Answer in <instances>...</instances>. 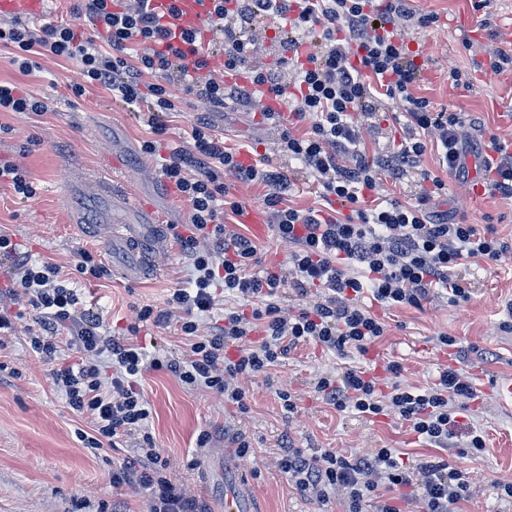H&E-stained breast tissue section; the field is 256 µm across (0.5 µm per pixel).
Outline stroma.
Returning <instances> with one entry per match:
<instances>
[{
    "label": "stroma",
    "instance_id": "stroma-1",
    "mask_svg": "<svg viewBox=\"0 0 512 512\" xmlns=\"http://www.w3.org/2000/svg\"><path fill=\"white\" fill-rule=\"evenodd\" d=\"M417 9L437 15L430 32L412 30L411 41L421 43L425 69L415 95L430 100L435 110L466 112L475 118L472 145L467 155L483 156L484 141L495 135L512 139V84L489 67L487 50L498 45L499 34L512 29V0H487L476 9L475 0H415ZM457 65L469 80L450 87L448 68ZM77 78L75 63L41 58L40 69L22 75L0 48V80L22 84L35 98L50 103V111L15 112L0 117L9 126L0 133V157L25 165L36 194L19 199L12 189L0 187V232L19 243L35 261L62 267L83 303L100 317L106 334L136 336L148 352L164 350L178 356L185 344L173 328L139 324L142 307L166 306L173 288L187 285L190 269L176 239H169L168 254L160 270L138 282L122 278L121 257L105 261V276L85 279L76 270L81 252L103 253L102 242L91 231H76L69 222V208L85 207V200L67 196L68 183L102 179L121 193L130 192L144 206L153 208L165 224H181L188 205L160 179L161 159L170 147L186 145L187 133L201 113L227 143L271 144L269 157L288 166L287 157L273 146L278 134L265 128L252 109L228 103L223 111L209 112L207 104L175 88L179 112L170 114L166 129L153 135L141 126L126 105L110 91L90 86L75 96L68 86ZM157 139V154L144 153L142 144ZM120 168H110L111 158ZM436 210L500 234L512 233V200L482 194L472 197L466 184L447 179ZM472 284L468 302L449 305L432 297L418 309L389 313L390 331L370 350L377 364L398 361L401 382L423 387L434 382L448 363L474 375L478 400L457 417L449 459L468 472L472 495L464 512H512V503L501 499L495 485L512 484V399L501 386L512 383V333L502 325L512 319V254L495 265L478 262L464 269ZM455 336L460 354L450 358L436 340L439 333ZM337 363L333 355L313 343H301L268 373L241 382L250 411L236 414L221 395L206 389L187 390L169 373L147 370L141 385L152 407L149 430L160 453L171 465L167 478L201 496L211 512H224L225 481L245 484L254 512H320L318 501L301 496L277 467L280 440L290 435L299 448H333L347 457L376 448H394L404 463L432 449L418 439L407 424L394 416L362 418L336 412L314 392L321 372ZM51 366L32 358L25 333L0 342V512H75L77 504L90 507L112 500V468L139 446L129 438L116 448L90 453L76 432L88 429L50 376ZM298 397L295 412H287L282 394ZM241 424L253 453L239 459L224 438V427ZM482 431L483 454L472 456L464 448L470 430Z\"/></svg>",
    "mask_w": 512,
    "mask_h": 512
}]
</instances>
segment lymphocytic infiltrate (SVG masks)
<instances>
[{"mask_svg": "<svg viewBox=\"0 0 512 512\" xmlns=\"http://www.w3.org/2000/svg\"><path fill=\"white\" fill-rule=\"evenodd\" d=\"M209 20L218 49L203 50L202 35L184 23L176 5L156 0H77L88 32L34 23L13 13L0 26V47L12 49L11 65L23 75L38 70V58L77 64L74 95L99 86L124 102L139 122L162 133L164 117L177 111L171 90L223 108L238 101L259 110L279 132L278 151L301 162L316 184L321 207L290 203L296 178L270 162L243 164L206 118L192 124L190 147L172 148L159 170L162 181L189 204L180 244L193 268L189 287L174 289L165 310L141 308L140 321L176 326L187 341L183 356L146 358L142 345L99 331L54 263H32L9 235L0 233V255L13 265L0 287V335L27 321L31 353L53 363L52 379L69 407L90 422L78 437L90 452L118 447L139 436V447L112 470V487H130L150 503V512H210L207 502L171 483L170 461L144 427L151 408L140 381L145 369L164 370L182 386L206 388L248 413L239 378L265 372L302 342L343 359L319 377L314 391L337 412L361 417L393 413L423 436L434 456L403 466L391 448L345 457L333 448L306 452L284 442L278 467L302 495L328 504L333 491L346 495L347 512H401L398 494L411 489L422 512H460L470 477L441 452L456 435L460 401L477 397L468 373L444 368L424 388L399 382L401 367L387 362L383 375L347 364L351 352L367 353L390 325L362 303L387 309L421 307L434 296L449 305L467 302L472 289L460 271L473 261L494 265L512 251L496 230L449 221L430 206L445 176L462 177L470 144L459 112L435 111L415 96L423 73L421 50L411 49L402 23L431 31L437 16L412 0H209ZM273 22L282 53L276 67L253 63L256 45L240 26L251 16ZM223 58L225 79L210 67ZM401 100L395 118L397 145L369 157L360 115L378 98ZM486 190L512 199V143L490 136ZM436 150L439 175L423 171L427 150ZM419 173L428 181L412 202L383 193V181ZM263 186L265 220L292 243L287 263L260 264L259 246L242 231L245 212L228 179ZM293 304H286V297ZM234 306L221 308L222 298ZM223 309L222 321L200 330L197 317ZM77 360L60 363V340Z\"/></svg>", "mask_w": 512, "mask_h": 512, "instance_id": "f902f5d3", "label": "lymphocytic infiltrate"}]
</instances>
